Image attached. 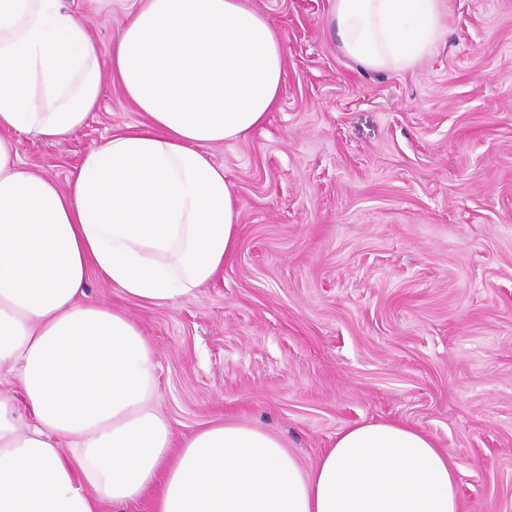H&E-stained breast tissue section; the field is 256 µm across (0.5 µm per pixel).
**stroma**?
I'll list each match as a JSON object with an SVG mask.
<instances>
[{"mask_svg":"<svg viewBox=\"0 0 512 512\" xmlns=\"http://www.w3.org/2000/svg\"><path fill=\"white\" fill-rule=\"evenodd\" d=\"M101 62L132 0H64ZM286 47L280 108L207 146L240 201L238 249L165 307L96 274L157 352V405L182 440L208 421L281 437L307 467L338 432H426L466 512H512V0H443L436 49L363 69L333 0H252ZM103 72L100 105L57 141L18 137L24 168L66 186L82 155L142 122Z\"/></svg>","mask_w":512,"mask_h":512,"instance_id":"stroma-1","label":"stroma"}]
</instances>
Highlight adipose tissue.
<instances>
[{
	"label": "adipose tissue",
	"mask_w": 512,
	"mask_h": 512,
	"mask_svg": "<svg viewBox=\"0 0 512 512\" xmlns=\"http://www.w3.org/2000/svg\"><path fill=\"white\" fill-rule=\"evenodd\" d=\"M343 50L413 67L444 30L441 0H334ZM286 49L250 0H136L112 76L143 122L90 150L66 187L0 135V512H465L446 454L421 430L368 422L310 468L275 434L216 419L181 442L156 404L157 354L96 273L166 306L238 246L239 200L205 148L262 127ZM94 38L62 0H0V132L57 139L99 106Z\"/></svg>",
	"instance_id": "adipose-tissue-1"
}]
</instances>
